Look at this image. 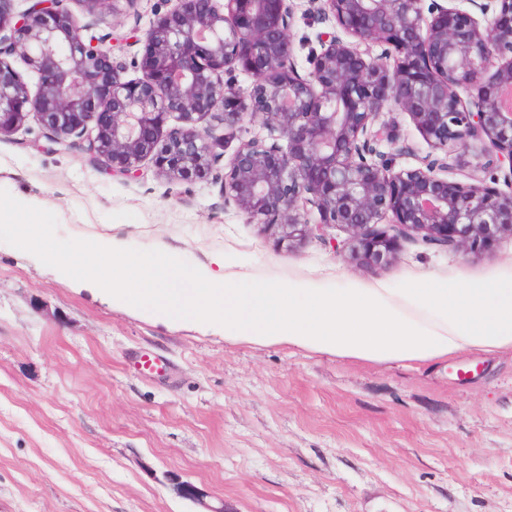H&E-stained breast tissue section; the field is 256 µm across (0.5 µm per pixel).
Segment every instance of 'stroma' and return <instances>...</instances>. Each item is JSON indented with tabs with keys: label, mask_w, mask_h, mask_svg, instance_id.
<instances>
[{
	"label": "stroma",
	"mask_w": 512,
	"mask_h": 512,
	"mask_svg": "<svg viewBox=\"0 0 512 512\" xmlns=\"http://www.w3.org/2000/svg\"><path fill=\"white\" fill-rule=\"evenodd\" d=\"M291 4L303 73L336 24L312 0ZM68 7L128 64L168 4L107 17ZM262 132L245 117L211 177L173 182L147 160L128 179L50 150L31 116L0 139V201L40 203L74 257L113 236L142 253L175 248L188 266L221 256L260 278L392 284L512 261L503 237L469 258L407 241L388 266H359L343 229L319 227L287 251L218 181L238 140ZM143 353L165 370L136 371ZM0 512H512V350L407 367L228 341L57 279L0 223Z\"/></svg>",
	"instance_id": "stroma-1"
}]
</instances>
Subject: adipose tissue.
I'll return each instance as SVG.
<instances>
[{
    "label": "adipose tissue",
    "instance_id": "ef3b65f1",
    "mask_svg": "<svg viewBox=\"0 0 512 512\" xmlns=\"http://www.w3.org/2000/svg\"><path fill=\"white\" fill-rule=\"evenodd\" d=\"M0 223L57 278L106 290L113 303L148 318L190 320L225 338L285 342L313 353L376 363L441 362L464 353L512 349V263L490 277L399 284L355 279L258 278L225 266H185L180 253H134L117 238L85 240L81 258L63 255L37 204L0 202Z\"/></svg>",
    "mask_w": 512,
    "mask_h": 512
}]
</instances>
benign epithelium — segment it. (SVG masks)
<instances>
[{
    "instance_id": "1",
    "label": "benign epithelium",
    "mask_w": 512,
    "mask_h": 512,
    "mask_svg": "<svg viewBox=\"0 0 512 512\" xmlns=\"http://www.w3.org/2000/svg\"><path fill=\"white\" fill-rule=\"evenodd\" d=\"M135 0H81L90 13ZM429 5H424V2ZM0 0V137L36 116L50 147L73 145L94 168L136 178L150 160L169 180L207 175L235 135L247 104L227 79L255 78L253 114L263 137L242 142L224 172V200L296 250L315 223L349 235L350 259L383 267L400 242L419 239L463 256L512 237V0H317L345 37L318 39L300 74L288 0H173L139 39L140 76L128 79L67 0H33L22 11ZM381 45L377 57L367 46ZM18 55L39 78L31 92L12 67ZM406 113L430 151L401 168L379 150L397 146L379 121ZM212 115L227 134L197 125ZM180 125L165 129L170 118ZM286 139L287 146L280 145ZM409 151L397 146V152ZM494 157L491 181L449 180L467 163ZM392 215L390 230L377 229Z\"/></svg>"
}]
</instances>
